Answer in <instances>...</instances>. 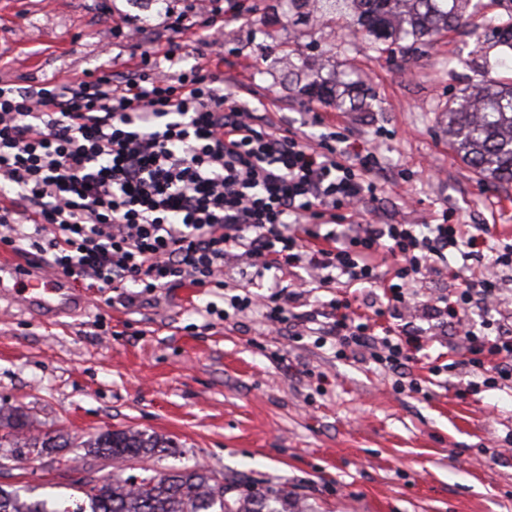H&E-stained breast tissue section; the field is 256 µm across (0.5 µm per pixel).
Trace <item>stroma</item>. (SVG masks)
<instances>
[{
    "mask_svg": "<svg viewBox=\"0 0 512 512\" xmlns=\"http://www.w3.org/2000/svg\"><path fill=\"white\" fill-rule=\"evenodd\" d=\"M224 54L192 39L224 90L271 132L305 143L339 133L348 155L375 150L371 224H488L512 240V183L480 180L448 144L449 104L507 76L512 48L494 26L512 0H479L468 25L408 49L373 48L348 29L294 25L285 0H229ZM182 0L141 11L138 0H0V81L124 74L139 61L115 21L141 24V42L165 47ZM275 22L288 58L268 55ZM347 73L367 91L346 112L309 98L292 74ZM85 311L59 318L0 302V405L30 417L32 435L62 434L69 478L86 463L82 438L140 429L183 446L185 462L241 471L287 487L304 512H512V389L470 390L464 371L421 391L396 388L361 356H335L245 313L195 327L200 288L161 289L108 305L86 289Z\"/></svg>",
    "mask_w": 512,
    "mask_h": 512,
    "instance_id": "1",
    "label": "stroma"
}]
</instances>
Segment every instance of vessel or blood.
Instances as JSON below:
<instances>
[{"instance_id":"vessel-or-blood-1","label":"vessel or blood","mask_w":512,"mask_h":512,"mask_svg":"<svg viewBox=\"0 0 512 512\" xmlns=\"http://www.w3.org/2000/svg\"><path fill=\"white\" fill-rule=\"evenodd\" d=\"M23 275L29 279L28 289L19 296L25 305L54 314H70L86 308V297L79 289L73 288L68 277L35 268L23 270L17 268L15 259L4 256L0 257V296L6 294L4 282Z\"/></svg>"}]
</instances>
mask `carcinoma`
<instances>
[{"label": "carcinoma", "mask_w": 512, "mask_h": 512, "mask_svg": "<svg viewBox=\"0 0 512 512\" xmlns=\"http://www.w3.org/2000/svg\"><path fill=\"white\" fill-rule=\"evenodd\" d=\"M472 0H288V18L306 21L315 4L320 18L343 20L371 46L381 42L431 43L444 31L464 24ZM306 95L338 109L362 105L355 85L334 80H312L301 88ZM448 142L483 180L512 182V83L482 82L448 107ZM30 426L19 407L0 406V477L13 476L18 463L31 453L52 455L67 447L58 437L24 438ZM85 455L110 460L112 481L94 476V468L73 482L68 496L73 508L46 493L27 497L21 488L0 483V512H293L288 490L280 485L257 487L245 473L222 472L183 465L159 471L145 465L184 455L172 440L155 433L127 429L107 431L83 441ZM138 469L139 484L123 476Z\"/></svg>", "instance_id": "carcinoma-1"}]
</instances>
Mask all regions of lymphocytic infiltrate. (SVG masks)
<instances>
[{
    "mask_svg": "<svg viewBox=\"0 0 512 512\" xmlns=\"http://www.w3.org/2000/svg\"><path fill=\"white\" fill-rule=\"evenodd\" d=\"M224 25L222 0L176 17L166 49L142 48L136 19L121 34L140 52L135 73L105 72L92 80L47 79L21 86L0 82V243L45 257L52 271L86 287L226 288L225 267L246 265L257 291L231 296L228 308L208 302L198 315L228 318L250 311L268 325L308 330L295 312L296 292L277 278L288 270L315 288L381 287L374 315L416 310L420 325L400 335L377 334L369 317L351 315L331 299L318 345L337 356L368 355L398 377L428 350L427 324L450 329L461 359L430 376L467 369L468 385L512 388V324L494 319L500 284L480 270L484 250L512 269V243L485 224H365L378 199L365 178L373 151L347 158L336 133L310 147L266 131L253 112L229 99L218 75L185 65L186 32ZM349 221L337 223L338 209ZM458 253L463 265L448 264ZM391 268L380 270L379 255ZM458 278L446 295L419 300L420 287L440 271Z\"/></svg>",
    "mask_w": 512,
    "mask_h": 512,
    "instance_id": "1",
    "label": "lymphocytic infiltrate"
}]
</instances>
